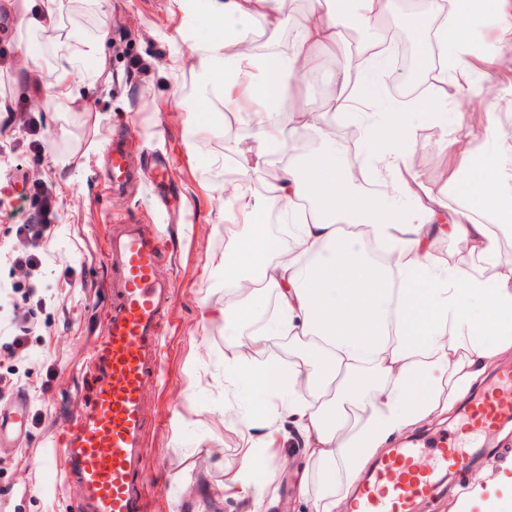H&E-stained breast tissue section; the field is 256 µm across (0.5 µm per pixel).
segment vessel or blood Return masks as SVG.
<instances>
[{
	"label": "vessel or blood",
	"instance_id": "vessel-or-blood-1",
	"mask_svg": "<svg viewBox=\"0 0 512 512\" xmlns=\"http://www.w3.org/2000/svg\"><path fill=\"white\" fill-rule=\"evenodd\" d=\"M166 241L144 224L118 225L105 260L116 273V299L106 330L85 368L90 400L64 432L63 465L44 458L45 471L62 470L64 481L84 490V512H151L143 490L146 435L144 393L163 376L164 312L169 286L157 267ZM512 418V365L502 366L467 417L466 440L440 442L428 464L414 448H396L369 471L350 512H415L431 498L443 474H461L477 457L473 447L503 420ZM26 425V406L0 409V445Z\"/></svg>",
	"mask_w": 512,
	"mask_h": 512
}]
</instances>
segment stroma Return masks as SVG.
Returning a JSON list of instances; mask_svg holds the SVG:
<instances>
[{
	"label": "stroma",
	"instance_id": "obj_1",
	"mask_svg": "<svg viewBox=\"0 0 512 512\" xmlns=\"http://www.w3.org/2000/svg\"><path fill=\"white\" fill-rule=\"evenodd\" d=\"M209 0H30L45 13L41 26L21 23L20 0H0V283L20 281L9 250L15 246V209L41 186L52 190L55 237L36 295L20 290L0 304V319L13 322L23 346L0 345V399L24 394L25 433L0 447V512H76L80 489L44 472L40 460L60 454L65 423L82 408L81 368L102 334L112 304V273L105 246L113 225H150L171 235L172 249L158 268L170 282L171 303L160 383L145 393L146 490L156 512H192L209 501L208 512H270L254 498V486L274 491L271 512H316L319 473L312 458L293 441L288 417L282 456L273 449H248L245 417L259 394L247 380L225 381L224 365L268 362L289 368L308 355L303 339H276L255 350L247 343L277 310L268 292L244 320H227L224 277L215 267L225 249L245 244L246 224L224 233L226 201L224 148L231 139L223 98L210 95L198 124L187 109L203 91L193 66L198 47L209 39ZM499 18L472 20L477 38L497 56V94L487 100L482 75H475L465 123L473 147L486 137L506 134L512 141V51L498 53L494 35ZM101 38L100 60L81 66L74 86L82 107L47 102L49 84L62 65L58 51L65 36ZM412 148L427 156L436 177L426 180L449 208L462 201L459 188L446 184L454 125L426 113L412 116ZM123 135L133 177L124 191L107 189L111 172L108 145ZM166 160L170 180L164 190L143 173L153 158ZM464 405L448 415L390 440V447L431 448L461 433ZM256 462L253 480L228 484L244 453Z\"/></svg>",
	"mask_w": 512,
	"mask_h": 512
}]
</instances>
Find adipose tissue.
I'll use <instances>...</instances> for the list:
<instances>
[{
	"mask_svg": "<svg viewBox=\"0 0 512 512\" xmlns=\"http://www.w3.org/2000/svg\"><path fill=\"white\" fill-rule=\"evenodd\" d=\"M388 8L389 0H314L310 10L286 21L282 0H216L214 11L223 25L195 65L225 102L252 105L250 143L226 145L244 170H259L269 154L287 151L289 136L277 106L304 78L301 64L319 67L318 48L335 51L346 23L371 28ZM443 9L448 19L435 37L451 61L435 74L444 87L440 95L390 105L386 120L378 123L368 107L379 96L382 52L372 51L364 66L345 60L336 69V105L354 108L355 119L365 122L370 131L365 148L391 190L358 188L348 169L337 164L334 144L322 137L321 149L288 166L269 197L286 211L295 200L312 201L309 213L288 227L293 249L260 232L219 260L225 287L238 292L225 312L247 318L252 302L276 290L277 314L264 326L262 339L306 337L318 353L289 369L267 363L245 373L254 389L275 394L282 411L296 417L302 446L321 469L317 512H336L385 444L451 411L490 363L512 351V266L500 262L502 237L512 236V174L502 168L499 147L473 150L459 138L449 139L448 180L462 183L466 196L452 210L426 191L410 164L412 113L444 122L467 108L476 67L459 51L473 41L470 18L490 11L505 18L496 39L512 47V0H448L444 6L429 0L428 13ZM258 17L274 29L289 23L291 53L238 51ZM60 49L65 65L51 99L69 105L75 62L97 58L101 42L68 38ZM400 190L413 197L412 206L393 201ZM443 237L466 242L481 259L482 272L436 255L434 244ZM369 241L394 253V266L365 261ZM353 412L361 415L359 427L342 432V419ZM453 512H512V466L493 479L475 480Z\"/></svg>",
	"mask_w": 512,
	"mask_h": 512,
	"instance_id": "ef3b65f1",
	"label": "adipose tissue"
}]
</instances>
